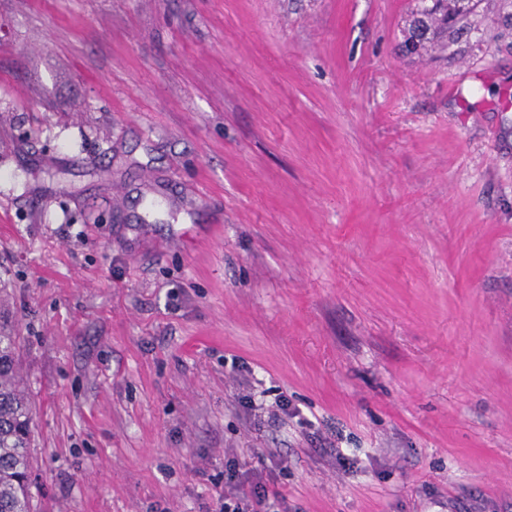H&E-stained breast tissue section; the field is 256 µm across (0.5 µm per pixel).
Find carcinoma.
<instances>
[{"label":"carcinoma","instance_id":"obj_1","mask_svg":"<svg viewBox=\"0 0 512 512\" xmlns=\"http://www.w3.org/2000/svg\"><path fill=\"white\" fill-rule=\"evenodd\" d=\"M456 11V0H443L435 8L418 3L402 49L408 50L410 37L419 28L427 37L416 49L418 55L443 52L450 41L464 52L486 36L497 41L512 36V24L502 20L512 14L507 0H472L458 19ZM23 342L9 312L0 308V512H36L30 451L34 409L20 370Z\"/></svg>","mask_w":512,"mask_h":512}]
</instances>
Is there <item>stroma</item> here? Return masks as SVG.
I'll use <instances>...</instances> for the list:
<instances>
[{"label": "stroma", "mask_w": 512, "mask_h": 512, "mask_svg": "<svg viewBox=\"0 0 512 512\" xmlns=\"http://www.w3.org/2000/svg\"><path fill=\"white\" fill-rule=\"evenodd\" d=\"M414 5L0 0L40 512H512V52ZM235 479V475L230 474L224 483L220 512H278L274 508L280 502L279 492L258 483L235 482Z\"/></svg>", "instance_id": "obj_1"}]
</instances>
